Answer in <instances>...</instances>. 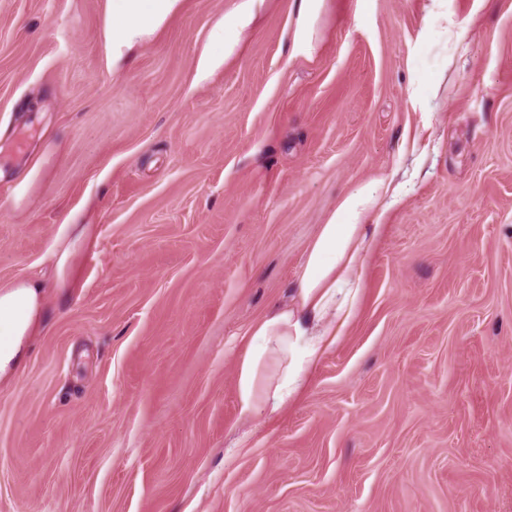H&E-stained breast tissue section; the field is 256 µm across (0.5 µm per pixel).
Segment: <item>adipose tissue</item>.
Wrapping results in <instances>:
<instances>
[{"label":"adipose tissue","instance_id":"adipose-tissue-1","mask_svg":"<svg viewBox=\"0 0 512 512\" xmlns=\"http://www.w3.org/2000/svg\"><path fill=\"white\" fill-rule=\"evenodd\" d=\"M182 0H108L107 40L113 65H121L144 38L176 13ZM384 183L370 181L348 193L319 226L288 306L261 318L236 376L239 411L251 419L283 409L304 391L310 372L336 342L359 305L366 260L382 224L373 211ZM44 288L25 279L0 289V381L14 377L27 359Z\"/></svg>","mask_w":512,"mask_h":512}]
</instances>
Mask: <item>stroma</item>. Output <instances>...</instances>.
Returning <instances> with one entry per match:
<instances>
[{
    "mask_svg": "<svg viewBox=\"0 0 512 512\" xmlns=\"http://www.w3.org/2000/svg\"><path fill=\"white\" fill-rule=\"evenodd\" d=\"M184 0L121 68L107 0H0V512H512V0ZM362 299L279 414L237 362L360 183ZM242 8L233 16H231L224 25L223 22L215 29L213 33V43L222 50L221 55H217L214 51L204 53L198 63L199 70L204 73L213 67L217 62L224 58V51L226 53V30L238 31L244 28L250 22L253 9L256 4L261 3L262 0H243ZM43 298V285L36 279L0 289V381L13 378L25 364Z\"/></svg>",
    "mask_w": 512,
    "mask_h": 512,
    "instance_id": "obj_1",
    "label": "stroma"
}]
</instances>
